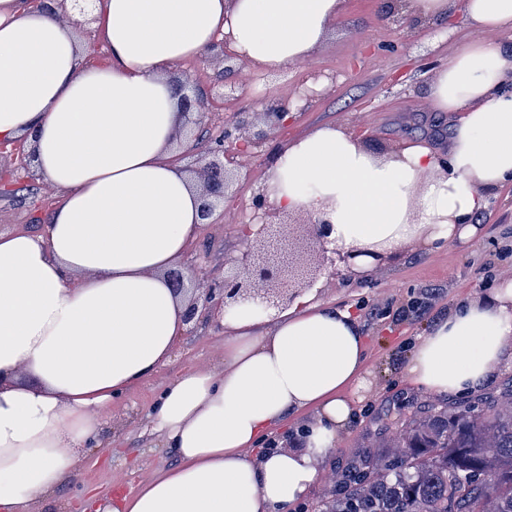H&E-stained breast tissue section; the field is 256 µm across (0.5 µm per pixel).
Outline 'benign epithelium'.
Returning a JSON list of instances; mask_svg holds the SVG:
<instances>
[{
  "instance_id": "obj_1",
  "label": "benign epithelium",
  "mask_w": 512,
  "mask_h": 512,
  "mask_svg": "<svg viewBox=\"0 0 512 512\" xmlns=\"http://www.w3.org/2000/svg\"><path fill=\"white\" fill-rule=\"evenodd\" d=\"M68 1L72 2L71 17L75 18V23L82 28L90 24L91 12L80 5L82 0H52L44 10L50 12L57 6L64 9ZM383 20L401 29L420 26L418 20L400 15L393 0H386ZM289 113L288 102L270 97L259 112L243 110L234 113L230 122L224 125V140L239 141L243 151L256 147L288 126ZM195 173L201 181L200 214L202 219L209 221L227 198L239 171H230L224 163L212 159L203 161ZM252 205L260 219L263 236L237 258L243 278H225L198 287L197 296L184 309L186 324H194L201 317L213 318L240 298L256 301L265 311L280 308L290 301L291 286L308 283L317 275L319 266L304 257L308 249L293 238L288 216L271 202L265 187L260 186L254 191Z\"/></svg>"
}]
</instances>
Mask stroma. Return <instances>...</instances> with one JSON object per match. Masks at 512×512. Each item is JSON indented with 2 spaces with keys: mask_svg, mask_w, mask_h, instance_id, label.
<instances>
[{
  "mask_svg": "<svg viewBox=\"0 0 512 512\" xmlns=\"http://www.w3.org/2000/svg\"><path fill=\"white\" fill-rule=\"evenodd\" d=\"M383 0H346L333 30L311 57L288 70L269 75L247 67L241 72L243 95L225 101L195 125L190 154H177L178 164L190 166L195 157L218 147L224 123L238 110L259 111L262 102L277 96L295 99L303 82H316L323 94L305 109L294 111L287 129L243 156L250 177L236 182V197L224 206L221 223L204 225L175 267L209 280L231 277L235 260L246 248L244 229L254 224L255 183L264 181L279 147L321 124H339L363 136L371 145L393 147L407 140L448 153V115L432 111L428 84L440 68L466 43H512V32H481L468 23L465 0H455L454 31L435 40L434 30L408 34L380 18ZM217 65L207 59L177 61L170 71L198 93L213 96ZM10 157L0 166V226L43 233L58 203L54 186L31 180V156L21 142L0 140V154ZM482 222L484 238L462 249L449 246L427 256L411 255L356 279L334 253H326L316 283L318 300L352 308L362 319L366 344L365 386L358 390L355 419L338 440L323 468L326 480L292 512H319L331 486L329 477L352 457L374 447L377 434L391 436L410 416L446 406V399L412 387L404 377L411 340L446 313L459 299L489 292L500 279L512 275V186L491 201ZM224 353V326L203 320L185 332L174 357L148 380L112 404L104 418L97 447L88 449L80 470L45 501L40 512H81L87 491L101 502L137 491L139 486L176 465L173 449L163 447L152 431L151 413L164 385L190 368L215 369Z\"/></svg>",
  "mask_w": 512,
  "mask_h": 512,
  "instance_id": "1",
  "label": "stroma"
}]
</instances>
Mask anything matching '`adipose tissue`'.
Returning a JSON list of instances; mask_svg holds the SVG:
<instances>
[{"instance_id":"1","label":"adipose tissue","mask_w":512,"mask_h":512,"mask_svg":"<svg viewBox=\"0 0 512 512\" xmlns=\"http://www.w3.org/2000/svg\"><path fill=\"white\" fill-rule=\"evenodd\" d=\"M104 66L73 27L0 0V138L25 140L59 192L41 235L0 231V512H36L83 464L114 400L183 341L186 296L166 272L201 226L198 191L169 162L183 118L171 63L229 38L277 74L308 60L345 0H94ZM471 26L512 31V0H467ZM449 112L448 156L390 149L339 125L288 143L268 171L288 214L326 221L329 247L365 277L406 254L477 238L479 216L512 186V48L466 44L428 85ZM216 370L189 369L160 394L154 429L178 463L109 508L88 512H289L321 477L363 386L358 317L301 295L269 314L223 318ZM512 359V279L462 300L420 336L405 366L443 397L485 387ZM310 413L301 447L268 448Z\"/></svg>"}]
</instances>
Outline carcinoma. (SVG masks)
<instances>
[{"label":"carcinoma","instance_id":"obj_1","mask_svg":"<svg viewBox=\"0 0 512 512\" xmlns=\"http://www.w3.org/2000/svg\"><path fill=\"white\" fill-rule=\"evenodd\" d=\"M323 512H512V386L411 419L336 474Z\"/></svg>","mask_w":512,"mask_h":512}]
</instances>
